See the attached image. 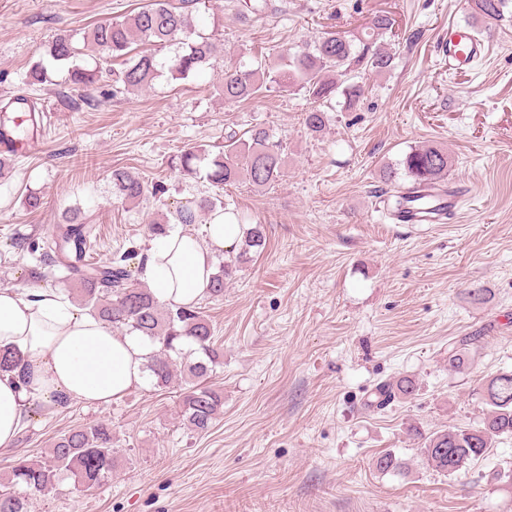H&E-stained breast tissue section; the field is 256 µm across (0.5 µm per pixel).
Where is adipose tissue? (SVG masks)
I'll return each instance as SVG.
<instances>
[{
  "label": "adipose tissue",
  "instance_id": "1",
  "mask_svg": "<svg viewBox=\"0 0 512 512\" xmlns=\"http://www.w3.org/2000/svg\"><path fill=\"white\" fill-rule=\"evenodd\" d=\"M246 230L221 209L198 231L170 225L146 253L151 293L167 305L197 302L217 257L238 249ZM0 350L18 353L27 372L22 380L0 372V450H7L34 409L108 404L141 385L153 347L143 337L114 334L61 289L7 288L0 289Z\"/></svg>",
  "mask_w": 512,
  "mask_h": 512
}]
</instances>
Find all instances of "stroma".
Masks as SVG:
<instances>
[{"instance_id": "obj_1", "label": "stroma", "mask_w": 512, "mask_h": 512, "mask_svg": "<svg viewBox=\"0 0 512 512\" xmlns=\"http://www.w3.org/2000/svg\"><path fill=\"white\" fill-rule=\"evenodd\" d=\"M239 2L199 0V27L222 47L212 66L116 94L108 75L72 88L46 50L64 33L96 56L82 42L88 29L131 18L144 0H0V106L26 93L54 113L39 148L0 179V289L72 290L64 269L38 283L28 275L34 246L69 208L96 226L92 260L146 250L150 224L212 192L172 165L190 144L220 145L229 131L260 126L286 160L274 187L243 181L224 194L227 210L264 226L267 245L222 299L200 300L223 355L211 381L224 411L212 428L200 433L178 417L183 382H147L107 405L36 410L0 451V477L69 429L105 421L121 450L111 480L86 489L63 479L31 497L28 512H512V438L451 476L420 454L422 434L481 425V383L512 370V21L484 27L467 0H266L243 24ZM381 12L397 21L383 36L397 51L393 69L360 78L355 108L333 99L319 135L303 125L304 93L228 104L217 92L234 61L274 62ZM452 30L484 45L453 71L435 51ZM37 62L49 81L30 90L23 79ZM420 145L447 147L449 179L473 188L451 223L401 224L385 204L399 184L381 168ZM118 168L165 193L116 200ZM30 190L39 210L23 205ZM475 288L483 302L471 298ZM468 333L481 335L479 354L449 368V344ZM401 378L415 382L414 395L368 410L377 384ZM382 452L403 472L377 470Z\"/></svg>"}]
</instances>
